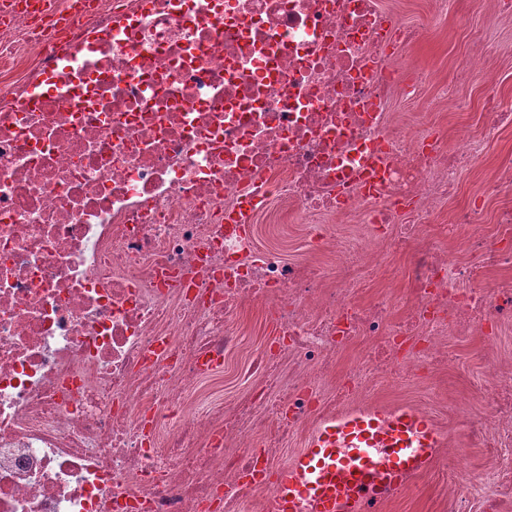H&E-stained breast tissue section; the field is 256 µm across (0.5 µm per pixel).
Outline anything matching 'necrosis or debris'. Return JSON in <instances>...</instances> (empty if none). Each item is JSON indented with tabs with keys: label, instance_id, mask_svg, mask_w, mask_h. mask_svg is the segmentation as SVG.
<instances>
[{
	"label": "necrosis or debris",
	"instance_id": "4bbe7bcc",
	"mask_svg": "<svg viewBox=\"0 0 512 512\" xmlns=\"http://www.w3.org/2000/svg\"><path fill=\"white\" fill-rule=\"evenodd\" d=\"M43 2L0 20V512H271L272 488L242 476L282 452H254L252 435L322 416L336 351L367 338L394 376L445 364L449 326L512 315V281L479 274L512 264L500 240L467 243L474 268L436 244L497 199L512 238L511 169L437 238L417 233L512 124L491 86L454 150L394 119L391 93L419 98L431 79L395 50L427 28L384 40L377 0ZM277 197L316 243L339 217L412 230L406 317L354 304L345 281L322 294L315 269L228 219ZM266 302L279 344L260 347L257 386L225 412L200 388L238 343L231 314ZM288 356L300 379L268 403Z\"/></svg>",
	"mask_w": 512,
	"mask_h": 512
}]
</instances>
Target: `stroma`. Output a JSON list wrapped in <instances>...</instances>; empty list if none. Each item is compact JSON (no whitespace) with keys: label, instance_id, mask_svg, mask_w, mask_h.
I'll return each instance as SVG.
<instances>
[{"label":"stroma","instance_id":"35a3bbf8","mask_svg":"<svg viewBox=\"0 0 512 512\" xmlns=\"http://www.w3.org/2000/svg\"><path fill=\"white\" fill-rule=\"evenodd\" d=\"M382 8L395 11L410 26H428V39L408 46L398 57L412 71H428L434 76L432 84L423 91V101L411 102L393 97L390 111L399 113L411 125L429 123L434 126L447 147H454L460 128L481 123L483 112L479 82L460 84L456 74L468 45L478 39L487 40L495 54L489 73L497 79L502 95L512 99V20H490L488 12L474 11L471 0H379ZM455 85L456 96L447 99L446 85ZM512 161V128L503 130L497 141L485 153L481 163L464 171L460 196L454 206H461L466 197L479 192L484 177L495 167ZM307 228L289 223L280 203H273L262 215L255 228V238L262 247L279 249L289 259L304 257L317 267L323 289L335 288L337 281L350 277L360 281L354 299L368 304L387 299L393 317H401L412 300L403 285L408 255L388 242H376L382 255L378 268L347 266L339 256L348 252L366 234L364 225L349 218H339L327 225L328 242L323 249L306 250ZM243 333L241 347L224 360V371L212 392H223L225 405H233L246 389L237 372L250 351L273 341L275 324L263 306L248 305L233 315ZM445 346L450 362L442 370L428 372L401 371L397 380L370 379L359 405L387 406L408 404L424 409L444 434L446 447L440 448L438 458L425 474L414 478L398 495L386 502L380 512H448V498L453 485L448 476L446 457L449 449L463 448L466 461L476 477L475 484L460 512H486L489 500L496 497L499 485L495 473L492 449L472 442L469 423L487 417L488 411L478 399V392L490 377L500 382H512V323L503 325L494 347H487L486 338L479 332L463 336L449 330Z\"/></svg>","mask_w":512,"mask_h":512}]
</instances>
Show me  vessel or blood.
Returning a JSON list of instances; mask_svg holds the SVG:
<instances>
[{"label":"vessel or blood","instance_id":"vessel-or-blood-1","mask_svg":"<svg viewBox=\"0 0 512 512\" xmlns=\"http://www.w3.org/2000/svg\"><path fill=\"white\" fill-rule=\"evenodd\" d=\"M444 445L434 419L412 406H367L321 419L274 473L272 512H378L426 471Z\"/></svg>","mask_w":512,"mask_h":512}]
</instances>
